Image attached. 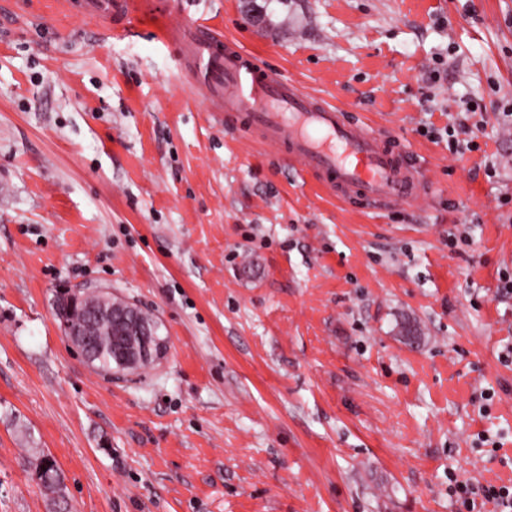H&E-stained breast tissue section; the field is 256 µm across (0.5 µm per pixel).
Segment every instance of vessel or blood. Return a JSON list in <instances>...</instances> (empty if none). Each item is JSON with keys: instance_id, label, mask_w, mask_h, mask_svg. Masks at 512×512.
<instances>
[{"instance_id": "1", "label": "vessel or blood", "mask_w": 512, "mask_h": 512, "mask_svg": "<svg viewBox=\"0 0 512 512\" xmlns=\"http://www.w3.org/2000/svg\"><path fill=\"white\" fill-rule=\"evenodd\" d=\"M78 7L90 21L127 26L140 4L78 0ZM162 36L181 44L185 70L225 117L244 121L263 142L300 162L330 194L386 209L413 202L424 190V172L387 137L259 66L251 53L210 26L197 20L167 24Z\"/></svg>"}]
</instances>
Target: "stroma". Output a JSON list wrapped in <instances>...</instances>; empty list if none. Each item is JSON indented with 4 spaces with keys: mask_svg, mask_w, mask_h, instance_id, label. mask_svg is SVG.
<instances>
[{
    "mask_svg": "<svg viewBox=\"0 0 512 512\" xmlns=\"http://www.w3.org/2000/svg\"><path fill=\"white\" fill-rule=\"evenodd\" d=\"M124 36L0 0V512H467L512 486V0H154ZM394 137L414 204L329 196L193 89L164 16ZM111 290L167 350L103 374ZM414 323L420 337L400 334ZM62 295L65 300L59 301L58 296L55 314L63 324L69 325L70 333L74 335L69 336L72 343L81 352L93 357L92 365L100 372L112 371V362L113 365L120 367H134L141 362L149 364L155 356H163L165 353L164 343L161 341H165L166 338L159 336L157 322L140 308L134 306L138 322L142 326L147 325L153 329L156 338L161 340H157L155 345L150 342L149 336L154 334L149 331L137 335L132 334L127 318L128 312L134 310L132 304L126 302L127 307L118 305L108 294L85 297L64 291ZM85 299H87L92 316L86 325L83 336H96L99 350L95 347L84 346L81 340L82 336H78L88 321L89 314L82 304L76 303ZM110 336H112L111 342ZM109 344L112 359L108 352ZM47 456L48 455L42 454L36 459L34 466L35 474L40 484L53 494V511L55 510L54 507L60 505V503L63 504V507H61V511L59 512L69 511V503L65 492L66 485L64 483L63 474L57 464L53 466L54 461L52 457L48 458V463L52 466H47Z\"/></svg>",
    "mask_w": 512,
    "mask_h": 512,
    "instance_id": "35a3bbf8",
    "label": "stroma"
}]
</instances>
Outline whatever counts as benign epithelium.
<instances>
[{"label":"benign epithelium","instance_id":"1","mask_svg":"<svg viewBox=\"0 0 512 512\" xmlns=\"http://www.w3.org/2000/svg\"><path fill=\"white\" fill-rule=\"evenodd\" d=\"M63 297L69 303L76 304L84 300L88 302L92 316L86 325L84 335L111 337L110 351L113 364L134 367L141 362L148 364L153 358L165 353L163 342H150V332L132 334L127 314L133 310V306L119 305L108 294L85 298L65 291Z\"/></svg>","mask_w":512,"mask_h":512}]
</instances>
